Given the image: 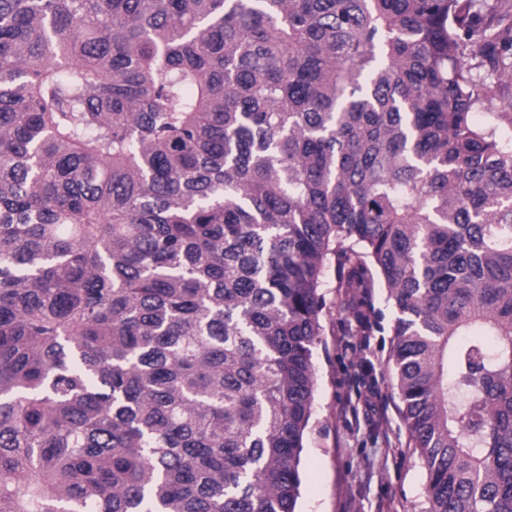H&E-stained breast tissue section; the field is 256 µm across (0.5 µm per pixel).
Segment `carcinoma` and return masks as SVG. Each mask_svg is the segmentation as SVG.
<instances>
[{"instance_id":"1","label":"carcinoma","mask_w":512,"mask_h":512,"mask_svg":"<svg viewBox=\"0 0 512 512\" xmlns=\"http://www.w3.org/2000/svg\"><path fill=\"white\" fill-rule=\"evenodd\" d=\"M0 0V512H296L325 272L380 277L425 512H512V0Z\"/></svg>"}]
</instances>
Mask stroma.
<instances>
[{
    "instance_id": "1",
    "label": "stroma",
    "mask_w": 512,
    "mask_h": 512,
    "mask_svg": "<svg viewBox=\"0 0 512 512\" xmlns=\"http://www.w3.org/2000/svg\"><path fill=\"white\" fill-rule=\"evenodd\" d=\"M326 281L298 512H424L428 475L401 417L386 291L350 292L332 270Z\"/></svg>"
}]
</instances>
